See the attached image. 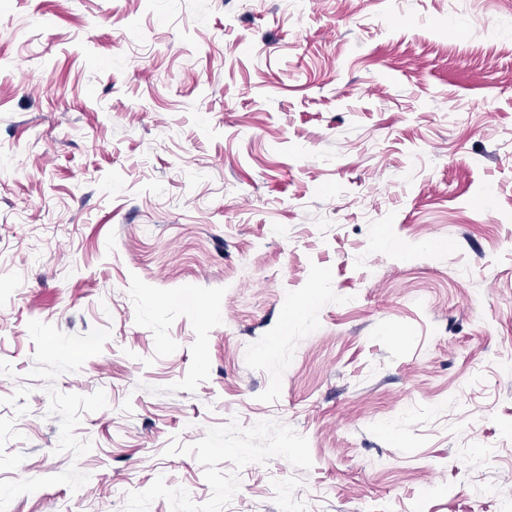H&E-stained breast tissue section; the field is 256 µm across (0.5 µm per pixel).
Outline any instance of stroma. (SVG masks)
Wrapping results in <instances>:
<instances>
[{
  "label": "stroma",
  "mask_w": 512,
  "mask_h": 512,
  "mask_svg": "<svg viewBox=\"0 0 512 512\" xmlns=\"http://www.w3.org/2000/svg\"><path fill=\"white\" fill-rule=\"evenodd\" d=\"M0 512H512V0H0Z\"/></svg>",
  "instance_id": "1"
}]
</instances>
